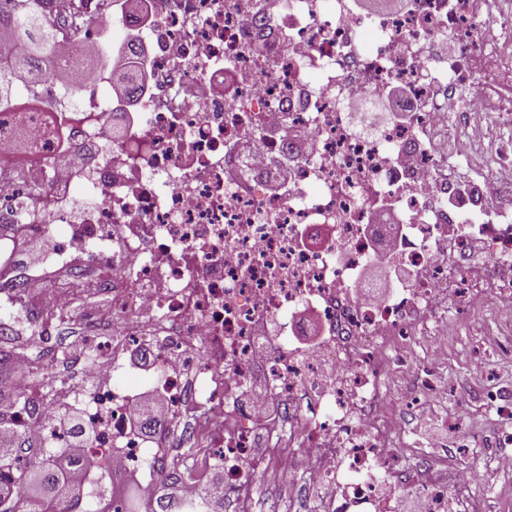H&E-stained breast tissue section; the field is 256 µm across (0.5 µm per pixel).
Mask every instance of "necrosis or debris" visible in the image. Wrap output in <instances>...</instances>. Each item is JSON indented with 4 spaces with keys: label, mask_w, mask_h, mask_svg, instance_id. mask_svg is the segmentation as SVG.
Segmentation results:
<instances>
[{
    "label": "necrosis or debris",
    "mask_w": 512,
    "mask_h": 512,
    "mask_svg": "<svg viewBox=\"0 0 512 512\" xmlns=\"http://www.w3.org/2000/svg\"><path fill=\"white\" fill-rule=\"evenodd\" d=\"M99 14L123 51L147 44L167 75L120 120L112 76L74 81L80 33L60 38L50 82L0 108V224L11 283L67 322L78 286L102 288L122 333L85 362L87 383L0 429L43 445L57 410L79 411L87 449L112 473L147 472L153 449L128 421L143 349L169 418L207 433L221 496L248 512L262 466L288 477L303 449L319 512H456L476 472L420 459L399 482L385 356L404 363L427 325L444 347L464 308L512 322V0H413L362 13L348 0H113ZM410 118L365 129L350 110L388 83ZM39 241L38 257L21 244ZM385 256L411 286L368 299L355 278ZM56 272L42 288L38 266ZM268 353L257 358L258 343ZM261 389L279 415L257 427Z\"/></svg>",
    "instance_id": "obj_1"
}]
</instances>
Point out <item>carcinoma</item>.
Returning a JSON list of instances; mask_svg holds the SVG:
<instances>
[{
	"label": "carcinoma",
	"mask_w": 512,
	"mask_h": 512,
	"mask_svg": "<svg viewBox=\"0 0 512 512\" xmlns=\"http://www.w3.org/2000/svg\"><path fill=\"white\" fill-rule=\"evenodd\" d=\"M52 0H0V42L20 46V53L11 63V75L0 76V107L14 103L17 86L34 87L49 81L43 67L59 35L76 31L94 23L83 11L82 3L71 17L69 25L53 18ZM15 322L26 324L31 334H38L33 323L35 314L28 309L22 297L13 302ZM15 412L32 413L36 410L33 400L26 394L4 396ZM57 433L50 431L47 447L39 452L30 451V445L18 432L7 444H0V512H45V507L71 503L79 496L83 477L92 466L88 457L71 453L66 463L54 459L51 446L56 444ZM184 473L173 469L164 476L170 492L150 497L151 512H224V501L209 499L203 493L195 501H185L179 494L178 484Z\"/></svg>",
	"instance_id": "1"
}]
</instances>
